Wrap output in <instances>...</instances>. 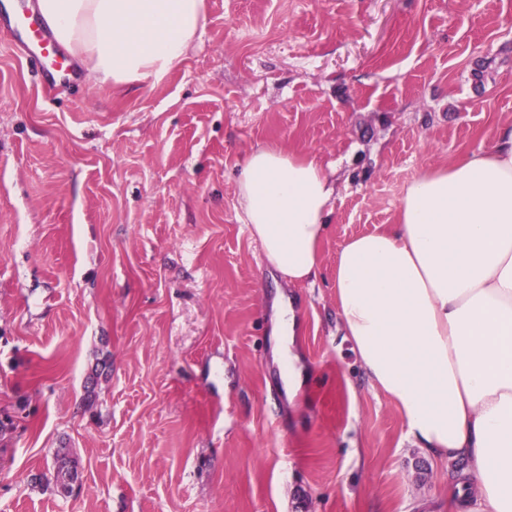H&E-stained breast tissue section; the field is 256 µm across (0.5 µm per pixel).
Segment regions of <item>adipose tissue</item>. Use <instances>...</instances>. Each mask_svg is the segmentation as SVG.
<instances>
[{"mask_svg":"<svg viewBox=\"0 0 512 512\" xmlns=\"http://www.w3.org/2000/svg\"><path fill=\"white\" fill-rule=\"evenodd\" d=\"M102 82L164 80L203 28L205 0H38ZM246 222L288 285L313 282L331 170L273 145L237 184ZM343 333L405 436L454 471L456 512H512V123L491 148L421 172L399 219L347 240L333 275Z\"/></svg>","mask_w":512,"mask_h":512,"instance_id":"adipose-tissue-1","label":"adipose tissue"}]
</instances>
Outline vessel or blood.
<instances>
[{
  "instance_id": "vessel-or-blood-1",
  "label": "vessel or blood",
  "mask_w": 512,
  "mask_h": 512,
  "mask_svg": "<svg viewBox=\"0 0 512 512\" xmlns=\"http://www.w3.org/2000/svg\"><path fill=\"white\" fill-rule=\"evenodd\" d=\"M10 34L22 57L35 67L46 92H53L60 84L77 80L71 56L42 23L33 20L29 12L16 13Z\"/></svg>"
}]
</instances>
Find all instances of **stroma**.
Returning a JSON list of instances; mask_svg holds the SVG:
<instances>
[{
  "mask_svg": "<svg viewBox=\"0 0 512 512\" xmlns=\"http://www.w3.org/2000/svg\"><path fill=\"white\" fill-rule=\"evenodd\" d=\"M503 123L512 0H206L164 81L53 98L0 35V410L28 403L0 438V512H455L344 339L333 273L415 175ZM266 144L337 167L314 283L287 285L245 222L237 181ZM63 444L80 491L31 487ZM276 324L282 336L288 337V394L294 396L303 385V369L298 354L293 353L292 345L296 336L298 320L291 299L284 294L277 298Z\"/></svg>",
  "mask_w": 512,
  "mask_h": 512,
  "instance_id": "obj_1",
  "label": "stroma"
}]
</instances>
